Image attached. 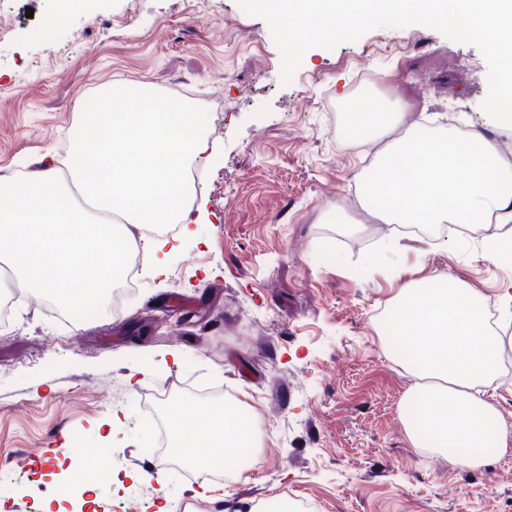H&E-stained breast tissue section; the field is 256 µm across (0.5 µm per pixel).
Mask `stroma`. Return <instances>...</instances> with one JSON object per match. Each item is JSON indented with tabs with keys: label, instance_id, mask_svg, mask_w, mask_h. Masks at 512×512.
Returning a JSON list of instances; mask_svg holds the SVG:
<instances>
[{
	"label": "stroma",
	"instance_id": "stroma-1",
	"mask_svg": "<svg viewBox=\"0 0 512 512\" xmlns=\"http://www.w3.org/2000/svg\"><path fill=\"white\" fill-rule=\"evenodd\" d=\"M60 7L0 0V177L73 145L85 94L179 87L217 103L202 112L214 149L195 183L206 218L189 212L198 244L163 275L144 262L120 312L107 304L68 328L29 294L0 331V507L41 512L63 439L113 474L157 476L117 495L96 484L95 512L156 496L170 512H268L279 500L306 512H512V447L475 467L413 448L403 420L418 380L376 321L401 286L391 266L447 275L488 300L512 266L485 260L482 235L433 243L372 216L357 194L372 157L330 130L332 106L366 112L382 97L413 118L493 130L512 157V128L481 107L479 48L421 24L377 28L310 48L285 85L267 22L237 0H87L41 33ZM172 351L179 362L160 364ZM140 369L151 377L129 384ZM176 386H217L265 411L269 451L207 480L202 498L153 449L149 397ZM108 419L112 430L96 431Z\"/></svg>",
	"mask_w": 512,
	"mask_h": 512
}]
</instances>
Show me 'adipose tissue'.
<instances>
[{
    "label": "adipose tissue",
    "instance_id": "1",
    "mask_svg": "<svg viewBox=\"0 0 512 512\" xmlns=\"http://www.w3.org/2000/svg\"><path fill=\"white\" fill-rule=\"evenodd\" d=\"M127 95L134 111L91 113L77 136L71 172L84 205L62 189L49 154L0 182V289L33 288L73 309L95 306L124 272L132 229L179 220L183 237H192L185 221L194 193L183 167L210 149L201 116L143 85ZM361 191L384 223L480 224L485 258L512 259L503 246L512 241V166L486 132L414 122L376 154ZM484 305L472 288L439 274L407 280L392 303L393 338L420 380L412 408L428 429L410 428L412 443L454 450L470 466L484 457L487 423L498 426L496 452L512 445L497 409L478 392L495 380L506 341L488 327ZM172 433L180 448L207 440V466L226 469L234 460L225 449L242 429L227 408L197 421L180 406Z\"/></svg>",
    "mask_w": 512,
    "mask_h": 512
}]
</instances>
